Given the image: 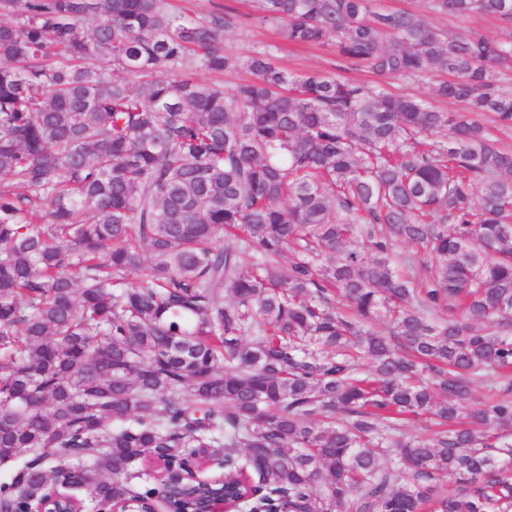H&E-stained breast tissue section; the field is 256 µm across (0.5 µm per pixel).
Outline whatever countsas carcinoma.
Here are the masks:
<instances>
[{"instance_id":"cac0c4a2","label":"carcinoma","mask_w":512,"mask_h":512,"mask_svg":"<svg viewBox=\"0 0 512 512\" xmlns=\"http://www.w3.org/2000/svg\"><path fill=\"white\" fill-rule=\"evenodd\" d=\"M254 2L341 65L226 54L228 7L0 0V501L69 481L63 451L95 506L222 456L203 492L263 512H512V149L479 121L512 127V38L432 21L512 0ZM431 73L460 110L386 86ZM396 254L406 261L401 260L398 268L407 277H413L416 281L422 280L426 275V262L423 253L418 248L409 244L395 246ZM161 478L164 480L165 483L167 482H177L181 481L184 478H196L201 479L205 476L204 471L199 468L198 465L195 466H188L178 460L170 461L168 463H161ZM224 465H220L219 468V475L209 476L213 479H219L223 476V469ZM222 470V473H221Z\"/></svg>"}]
</instances>
